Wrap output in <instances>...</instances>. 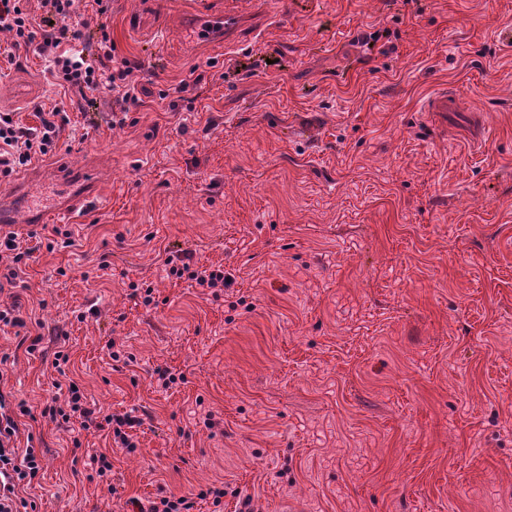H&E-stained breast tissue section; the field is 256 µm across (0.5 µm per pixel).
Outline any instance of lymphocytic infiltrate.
Segmentation results:
<instances>
[{
    "instance_id": "obj_1",
    "label": "lymphocytic infiltrate",
    "mask_w": 512,
    "mask_h": 512,
    "mask_svg": "<svg viewBox=\"0 0 512 512\" xmlns=\"http://www.w3.org/2000/svg\"><path fill=\"white\" fill-rule=\"evenodd\" d=\"M38 2L41 12L36 15L29 9V0H0V30L12 35L9 44L0 45V58L13 65L20 48L33 47L45 59L53 85L82 95L109 90V123L124 124L130 109L141 104L146 89L137 79V63L114 58L115 46L107 24L112 0H89L91 11L84 15L78 12L80 0ZM39 118V127L26 128L0 113L1 178L58 149L59 134L71 122L68 113L56 108L40 113ZM42 414L60 424L76 417L82 428L109 429L115 443L124 448L131 445L129 429L141 423L139 417L128 413L105 414L91 407L73 382L66 393L45 405ZM17 431L18 423L0 393V512H20L15 489L31 484L42 468L43 449L31 442L25 449L14 448Z\"/></svg>"
}]
</instances>
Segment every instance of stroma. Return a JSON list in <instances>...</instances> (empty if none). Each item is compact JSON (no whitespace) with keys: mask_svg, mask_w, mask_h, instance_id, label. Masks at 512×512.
Segmentation results:
<instances>
[{"mask_svg":"<svg viewBox=\"0 0 512 512\" xmlns=\"http://www.w3.org/2000/svg\"><path fill=\"white\" fill-rule=\"evenodd\" d=\"M276 22L188 39L197 0H112L116 59L149 89L124 125L80 112L44 61L0 78V112H68L56 155L89 169L74 243L37 238L18 304L65 347L0 329V392L40 439L36 512H512V0H209ZM447 90L456 109L427 118ZM223 267L219 298L167 278ZM66 276H59L58 268ZM151 286L153 302L130 298ZM160 368L184 374L163 389ZM133 413L136 451L40 418L69 383ZM212 413L206 427L196 414ZM112 462V484L89 457ZM222 487L221 502L205 491ZM195 501L193 494L171 495L160 500L159 505L153 504L150 512H193Z\"/></svg>","mask_w":512,"mask_h":512,"instance_id":"35a3bbf8","label":"stroma"}]
</instances>
